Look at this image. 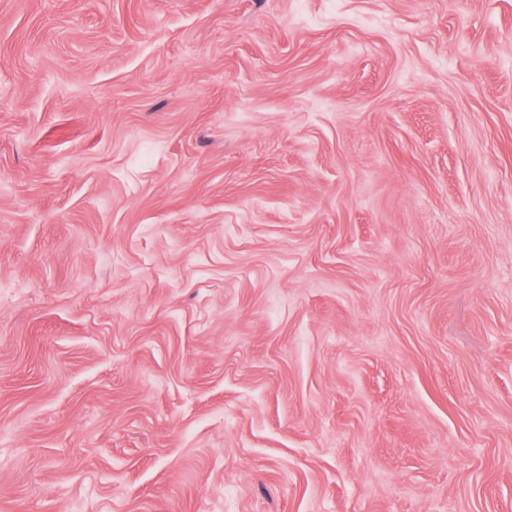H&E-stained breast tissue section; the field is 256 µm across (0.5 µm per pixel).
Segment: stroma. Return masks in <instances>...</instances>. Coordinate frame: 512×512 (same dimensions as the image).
Instances as JSON below:
<instances>
[{"label":"stroma","mask_w":512,"mask_h":512,"mask_svg":"<svg viewBox=\"0 0 512 512\" xmlns=\"http://www.w3.org/2000/svg\"><path fill=\"white\" fill-rule=\"evenodd\" d=\"M0 512H512V0H0Z\"/></svg>","instance_id":"1"}]
</instances>
